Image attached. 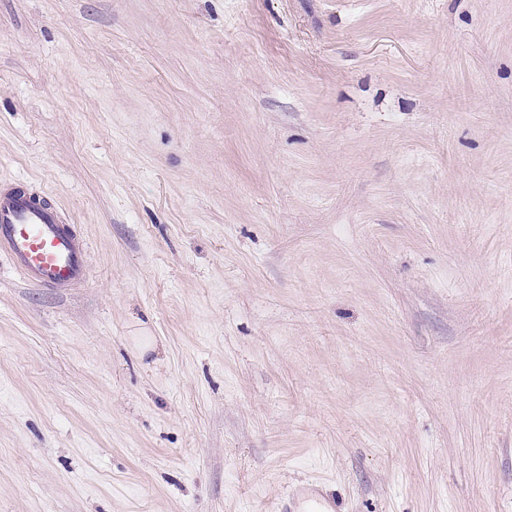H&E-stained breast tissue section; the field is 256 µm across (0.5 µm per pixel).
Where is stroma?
I'll use <instances>...</instances> for the list:
<instances>
[{"mask_svg":"<svg viewBox=\"0 0 512 512\" xmlns=\"http://www.w3.org/2000/svg\"><path fill=\"white\" fill-rule=\"evenodd\" d=\"M0 512H512V0H0ZM26 183L0 184V252L31 285L75 288L86 279V242L64 223L48 192Z\"/></svg>","mask_w":512,"mask_h":512,"instance_id":"obj_1","label":"stroma"}]
</instances>
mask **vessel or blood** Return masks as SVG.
Listing matches in <instances>:
<instances>
[{
    "label": "vessel or blood",
    "instance_id": "vessel-or-blood-1",
    "mask_svg": "<svg viewBox=\"0 0 512 512\" xmlns=\"http://www.w3.org/2000/svg\"><path fill=\"white\" fill-rule=\"evenodd\" d=\"M0 252L41 288H74L87 274L85 240L64 223L48 193L23 181L0 184Z\"/></svg>",
    "mask_w": 512,
    "mask_h": 512
}]
</instances>
